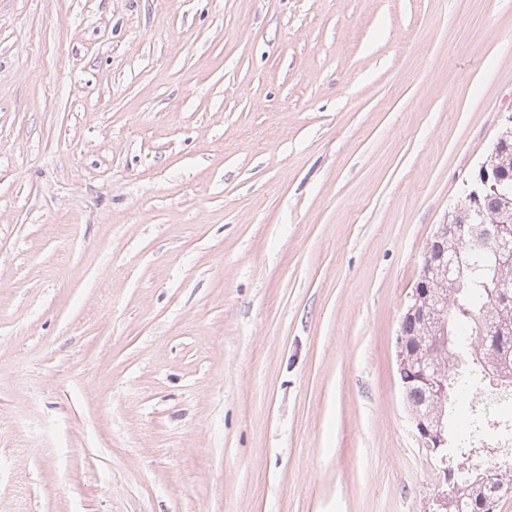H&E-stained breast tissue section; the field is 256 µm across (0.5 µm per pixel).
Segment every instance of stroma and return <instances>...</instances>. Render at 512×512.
Returning a JSON list of instances; mask_svg holds the SVG:
<instances>
[{
	"instance_id": "35a3bbf8",
	"label": "stroma",
	"mask_w": 512,
	"mask_h": 512,
	"mask_svg": "<svg viewBox=\"0 0 512 512\" xmlns=\"http://www.w3.org/2000/svg\"><path fill=\"white\" fill-rule=\"evenodd\" d=\"M512 115V0H0V512H432L395 369Z\"/></svg>"
}]
</instances>
